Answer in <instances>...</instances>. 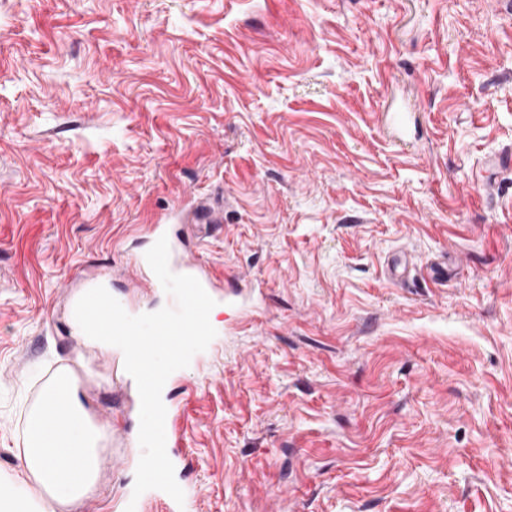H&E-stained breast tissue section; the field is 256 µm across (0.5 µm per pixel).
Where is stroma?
Masks as SVG:
<instances>
[{"instance_id": "1", "label": "stroma", "mask_w": 512, "mask_h": 512, "mask_svg": "<svg viewBox=\"0 0 512 512\" xmlns=\"http://www.w3.org/2000/svg\"><path fill=\"white\" fill-rule=\"evenodd\" d=\"M512 0H0V472L55 369L134 483L116 353L76 335L175 206L223 347L173 382L193 512H512Z\"/></svg>"}]
</instances>
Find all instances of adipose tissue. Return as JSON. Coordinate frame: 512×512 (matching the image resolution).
<instances>
[{"label":"adipose tissue","mask_w":512,"mask_h":512,"mask_svg":"<svg viewBox=\"0 0 512 512\" xmlns=\"http://www.w3.org/2000/svg\"><path fill=\"white\" fill-rule=\"evenodd\" d=\"M78 372L49 381L30 410L19 468L0 473V512H75L99 490V455L106 431L82 405Z\"/></svg>","instance_id":"1"}]
</instances>
